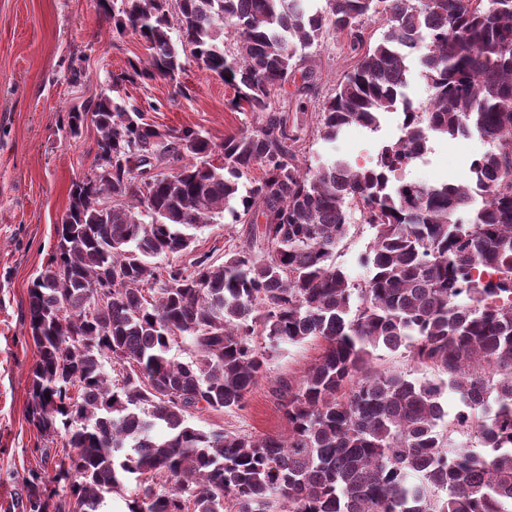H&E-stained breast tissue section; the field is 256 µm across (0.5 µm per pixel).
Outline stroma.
I'll return each instance as SVG.
<instances>
[{
    "label": "stroma",
    "mask_w": 512,
    "mask_h": 512,
    "mask_svg": "<svg viewBox=\"0 0 512 512\" xmlns=\"http://www.w3.org/2000/svg\"><path fill=\"white\" fill-rule=\"evenodd\" d=\"M112 26L97 0H0V512H26L25 478L33 472L52 476L66 441L62 434L41 437L27 419V406L38 358L28 290L51 257L73 182L89 175L97 154L92 121L72 134L68 111L102 94H128L145 106L147 122L199 128L216 145L252 120L250 113L232 109V85L193 63L174 81H127L131 61L146 56V44L138 35L113 33ZM314 55L318 80L307 96L312 112L356 63L340 37L325 38ZM76 70L82 74L77 83L71 80ZM401 121V114H386L377 131L353 127L333 144L306 132L301 157L370 165L383 143L400 136ZM484 149L475 134L434 138L397 178L428 185L462 181ZM245 230L221 221L206 225L175 262L186 266L204 253L223 262L225 251L242 245ZM372 238L371 228L357 222L336 248V263L352 280L369 275L363 258ZM319 353L310 343L282 346L272 353L268 374L248 393L244 409L197 412L193 424L252 436L287 434L274 384L298 378Z\"/></svg>",
    "instance_id": "obj_1"
}]
</instances>
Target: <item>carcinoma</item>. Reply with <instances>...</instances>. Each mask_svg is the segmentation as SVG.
<instances>
[{"label":"carcinoma","mask_w":512,"mask_h":512,"mask_svg":"<svg viewBox=\"0 0 512 512\" xmlns=\"http://www.w3.org/2000/svg\"><path fill=\"white\" fill-rule=\"evenodd\" d=\"M98 2L117 33L147 43L127 81L174 80L192 60L230 78L233 107L253 120L217 147L144 122L122 97L68 113L75 132L93 113L99 137L29 289L28 417L67 441L52 478L26 479V512H102L131 478L128 512H512V0ZM379 13L387 29L370 44L362 19ZM330 34L359 59L320 104L319 138L403 116L371 168L301 163L305 126L271 98L312 88L310 49ZM405 48L421 52L422 107L404 92ZM474 132L487 149L465 181L393 183L430 134ZM356 211L373 230L357 285L334 262ZM221 216L249 224L243 246L160 270ZM93 290L106 301L91 311ZM178 338L184 361L170 356ZM305 343L318 357L274 387L287 436L190 422L242 408L268 349ZM379 347L445 378L376 370ZM446 386L464 406L447 425Z\"/></svg>","instance_id":"obj_1"}]
</instances>
